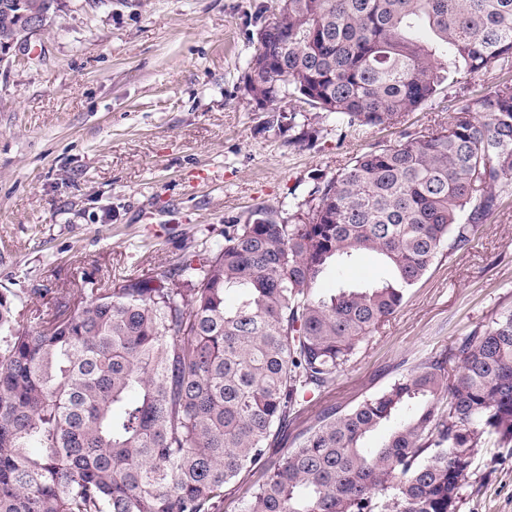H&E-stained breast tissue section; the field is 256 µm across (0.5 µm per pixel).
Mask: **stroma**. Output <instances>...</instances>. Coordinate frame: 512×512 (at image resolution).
<instances>
[{"instance_id": "35a3bbf8", "label": "stroma", "mask_w": 512, "mask_h": 512, "mask_svg": "<svg viewBox=\"0 0 512 512\" xmlns=\"http://www.w3.org/2000/svg\"><path fill=\"white\" fill-rule=\"evenodd\" d=\"M275 17V0H62L28 58L0 60V285L20 307L171 268L187 244L223 242L258 206L287 209L400 129L447 124L501 78L476 77L398 128L329 117L317 141L293 144L243 83ZM507 310L512 198L468 249L433 262L323 400L352 406ZM458 512H512V447L479 449Z\"/></svg>"}]
</instances>
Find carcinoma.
Wrapping results in <instances>:
<instances>
[{"label": "carcinoma", "mask_w": 512, "mask_h": 512, "mask_svg": "<svg viewBox=\"0 0 512 512\" xmlns=\"http://www.w3.org/2000/svg\"><path fill=\"white\" fill-rule=\"evenodd\" d=\"M57 5L0 0V49ZM494 69L508 76L448 125L356 155L286 218L260 206L168 270L61 292L27 331L1 288L0 512H224L256 468L242 512H456L476 451L512 445V311L278 439L512 197V0H280L244 76L261 107L393 127ZM363 253L388 276L315 291ZM259 479V472H247L238 484L227 487L224 495V512H241L244 492Z\"/></svg>", "instance_id": "1"}]
</instances>
